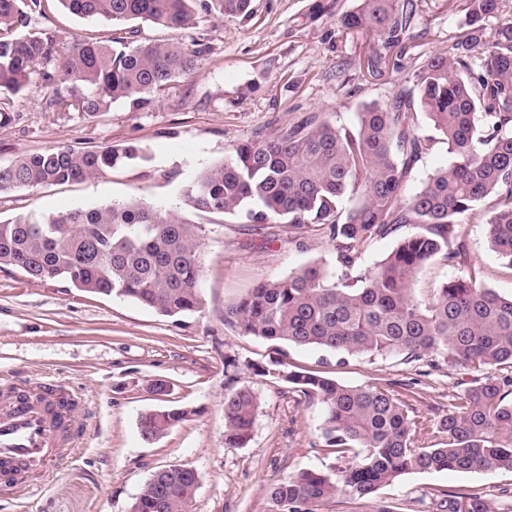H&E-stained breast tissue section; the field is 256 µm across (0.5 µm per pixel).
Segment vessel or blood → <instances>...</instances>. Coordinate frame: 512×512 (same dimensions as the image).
<instances>
[{"instance_id": "1", "label": "vessel or blood", "mask_w": 512, "mask_h": 512, "mask_svg": "<svg viewBox=\"0 0 512 512\" xmlns=\"http://www.w3.org/2000/svg\"><path fill=\"white\" fill-rule=\"evenodd\" d=\"M6 408L0 415V489L12 487L15 463L42 474L51 463L54 427L39 400L14 392L0 401Z\"/></svg>"}]
</instances>
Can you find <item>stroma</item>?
<instances>
[{
    "label": "stroma",
    "mask_w": 512,
    "mask_h": 512,
    "mask_svg": "<svg viewBox=\"0 0 512 512\" xmlns=\"http://www.w3.org/2000/svg\"><path fill=\"white\" fill-rule=\"evenodd\" d=\"M356 0H252L247 17L201 14L196 28L173 30L147 22L81 18L54 5L30 27L54 30L60 41L107 38L125 32L134 43L182 41L200 50L194 72L156 92L152 107L124 101L94 117L50 106L40 72L14 97L12 119L0 124V165L54 145L75 148L137 145L142 159L82 182L0 194V221L34 210L95 207L137 198L177 211L205 235L201 313L176 322L134 301L83 293L63 281H33L0 268V392L46 383L72 393L82 413L79 432L64 428L49 472L0 494V512H128L145 483L174 464L194 469L199 488L192 512H277L273 487L303 470L327 471L343 458L323 446L324 407L292 385L245 369L269 364L271 344L224 325V307L255 284L281 279L315 259H331L320 236L292 242L278 225L253 229L240 220L195 212L182 191L195 171L224 159L233 146L274 135L307 116L351 125L363 105L385 103L396 86H412V72L433 51L463 37L468 27L448 0H424L411 29L410 59L395 80L361 76L353 66L367 54L365 39L340 34ZM470 258L484 283L512 294V272L489 243L487 227H466ZM243 367L224 374V361ZM288 362L352 386L407 380L411 368L396 356H349L292 347ZM167 385L163 398L154 381ZM473 383L470 370L447 361L403 392L424 443L445 442L439 422L448 396ZM250 386L259 396L250 442L224 444V395ZM186 407L189 419L148 443L138 420L149 410ZM512 472L406 474L366 502L333 499L318 512H430L439 490L485 494L495 512H512Z\"/></svg>",
    "instance_id": "35a3bbf8"
}]
</instances>
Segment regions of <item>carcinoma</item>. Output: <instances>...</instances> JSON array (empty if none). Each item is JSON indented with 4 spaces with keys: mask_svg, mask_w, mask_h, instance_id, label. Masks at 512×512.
<instances>
[{
    "mask_svg": "<svg viewBox=\"0 0 512 512\" xmlns=\"http://www.w3.org/2000/svg\"><path fill=\"white\" fill-rule=\"evenodd\" d=\"M79 17L142 20L191 29L198 0H57ZM342 32L380 42L385 54L358 60L372 77L406 69L409 31L421 0H357ZM251 0H204L213 15L245 16ZM44 0H0V98L16 96L39 64L59 109L94 117L125 100L142 110L153 94L196 69L200 51L182 42L127 43L123 37L65 45L50 29L23 32ZM469 32L414 70V88L370 103L353 127L314 118L262 140L237 144L224 160L198 171L183 190L187 208L279 223L288 241L317 232L333 249L336 271L311 261L288 277L254 285L224 306V325L273 344L276 368L246 367L293 385L325 409L324 447L356 449L355 460L331 472L304 470L280 482L272 499L284 512H317L344 497L359 501L410 473L512 471V379L492 371L512 365V296L485 286L468 254L465 225H487L491 247L512 271V21L483 40V18L511 12L509 0H451ZM423 114L433 133L421 131ZM444 145L450 161L408 193L414 169ZM143 158L134 145L75 149L53 146L0 166V193L80 182ZM358 197L355 205L347 202ZM392 251L370 267L372 244L396 234ZM203 228L136 198L105 207L32 211L0 221V265L35 281L62 280L88 293L135 301L175 321L202 311ZM437 263L459 275L415 294V280ZM316 347L348 356L394 355L428 374L452 360L483 375L448 396L440 421L443 446L421 444L418 423L390 381L351 386L316 371L287 369L283 347ZM260 405L248 386L224 395V445L244 448ZM186 408L141 414L146 442L188 420ZM198 475L169 469L153 475L132 512H191ZM440 512H493L477 493L439 490Z\"/></svg>",
    "mask_w": 512,
    "mask_h": 512,
    "instance_id": "1",
    "label": "carcinoma"
}]
</instances>
